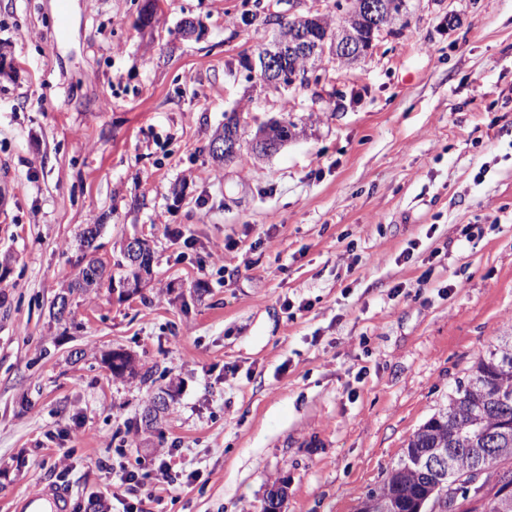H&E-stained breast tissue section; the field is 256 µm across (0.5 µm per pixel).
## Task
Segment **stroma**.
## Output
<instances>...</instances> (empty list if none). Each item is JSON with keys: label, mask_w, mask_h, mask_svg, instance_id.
<instances>
[{"label": "stroma", "mask_w": 512, "mask_h": 512, "mask_svg": "<svg viewBox=\"0 0 512 512\" xmlns=\"http://www.w3.org/2000/svg\"><path fill=\"white\" fill-rule=\"evenodd\" d=\"M337 0H0V512L47 482L73 512L178 449L144 512H358L409 437L512 334V0H410L359 64L276 93L266 17ZM198 22L193 36L183 22ZM244 141L303 126L261 160ZM100 225L155 251L140 293H68ZM68 294L69 313L53 303ZM121 349L148 382L113 376ZM174 400L151 430L142 414Z\"/></svg>", "instance_id": "1"}]
</instances>
